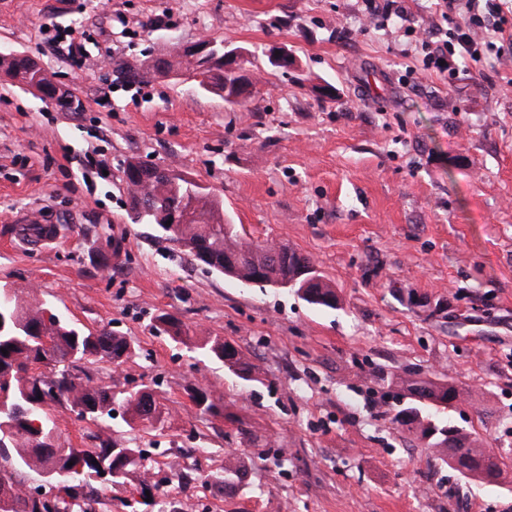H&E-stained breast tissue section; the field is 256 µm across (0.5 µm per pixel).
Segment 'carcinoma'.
<instances>
[{"label": "carcinoma", "mask_w": 512, "mask_h": 512, "mask_svg": "<svg viewBox=\"0 0 512 512\" xmlns=\"http://www.w3.org/2000/svg\"><path fill=\"white\" fill-rule=\"evenodd\" d=\"M182 64L180 60L160 58L133 78L143 80L162 74ZM141 192L148 197L151 211L144 213L136 199H131L129 219L134 224H151L166 239L179 244L188 253L193 247L203 248L209 255L205 266L224 274V263L233 266L238 277L249 280L261 274L265 278L284 281L294 275L298 267L308 268L310 257L297 251L286 241L246 240L237 225L224 219L218 198L206 188L180 175L155 173L142 185ZM186 201L193 218L189 223L171 228L161 223L170 202ZM320 278L311 289L319 301L315 305L334 308L337 296L332 286ZM164 326L163 333L175 342H184L188 331L181 322L167 312L157 314L153 328ZM0 512H41L38 502L20 490V474L38 470H54L60 474L56 512H72L79 505L84 489L97 480L112 486L124 484L133 471H148L149 457L142 448L118 442H101L94 448L65 446L51 410L64 408L96 425H106L122 411L128 426L148 422L163 426V412L153 392L144 386L139 390L118 389L96 383L91 367L99 363L121 365L132 347L123 336H117L103 327L95 332L77 326L62 318L48 304H32L11 288H0ZM199 354L224 365L238 378L253 379L255 366L232 343L219 336L208 338L198 347ZM411 395L405 417L395 421L415 431L438 458L448 462V449L439 439H427L428 428L422 421L439 429L448 427V383L411 373L399 378ZM189 397L201 414L218 416L224 405L213 398L206 388L193 386ZM456 448L462 466L475 474V480L484 477L496 483L505 480L503 467L496 462L493 451L476 444L470 434L455 428ZM74 465H69V462ZM248 475L245 463L231 458L224 466V479L216 485L224 492L239 486Z\"/></svg>", "instance_id": "obj_1"}]
</instances>
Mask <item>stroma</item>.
<instances>
[{"mask_svg": "<svg viewBox=\"0 0 512 512\" xmlns=\"http://www.w3.org/2000/svg\"><path fill=\"white\" fill-rule=\"evenodd\" d=\"M364 12L363 0H0V45L83 105L58 111L0 77V285L130 341L94 379L152 389L163 429L53 417L74 447L100 436L148 450L174 512H512V57L410 82L421 59L404 23L367 29ZM68 28L86 33L82 65L52 41ZM204 35L247 51L246 104L180 72L132 79ZM279 45L294 69L269 65ZM132 158L207 187L245 239L310 256L337 308L239 285L130 223ZM31 213L59 230L38 249L15 230ZM109 235L124 251L103 266ZM163 311L191 345L152 329ZM208 336L238 346L254 380L200 360ZM412 372L464 392L448 417L496 452L504 482L464 477L393 423L407 402L394 380ZM198 383L250 440L200 414L187 394ZM230 455L249 475L225 494L214 480ZM140 479L92 487L94 512H157Z\"/></svg>", "mask_w": 512, "mask_h": 512, "instance_id": "35a3bbf8", "label": "stroma"}]
</instances>
